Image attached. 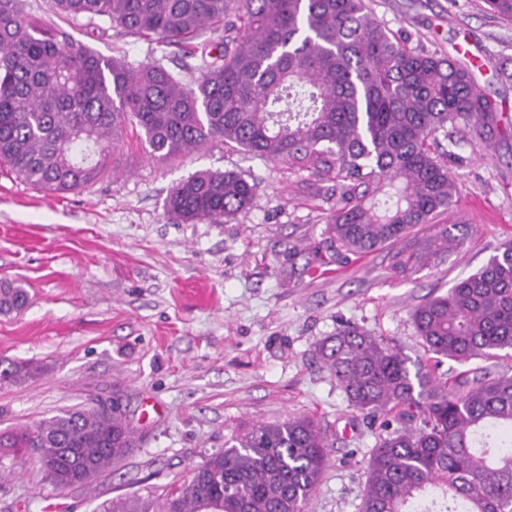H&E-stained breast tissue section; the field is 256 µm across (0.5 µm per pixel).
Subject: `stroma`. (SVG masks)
Returning <instances> with one entry per match:
<instances>
[{
  "label": "stroma",
  "mask_w": 512,
  "mask_h": 512,
  "mask_svg": "<svg viewBox=\"0 0 512 512\" xmlns=\"http://www.w3.org/2000/svg\"><path fill=\"white\" fill-rule=\"evenodd\" d=\"M378 19L409 44L468 65L494 99L502 133L456 148L457 195L437 222L462 224L463 244L409 278L390 270L391 248L357 255L327 231L330 201L308 172L209 142L174 162L148 160L134 136L116 171L54 194L0 168V283L28 293L0 313V361L36 372L0 384V433L86 404L119 402L135 448L87 485L56 491L28 450L0 476V512H100L102 503L189 478L204 457L258 423L310 415L332 446L312 512H359L378 424L350 407L316 350L358 324L435 376L478 361L435 360L412 308L442 296L512 241V23L484 0H375ZM73 42L132 64L176 68V47L81 17L61 22ZM203 169L238 170L258 184L250 209L223 224L167 216L171 189Z\"/></svg>",
  "instance_id": "1"
}]
</instances>
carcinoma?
Listing matches in <instances>:
<instances>
[{"label": "carcinoma", "mask_w": 512, "mask_h": 512, "mask_svg": "<svg viewBox=\"0 0 512 512\" xmlns=\"http://www.w3.org/2000/svg\"><path fill=\"white\" fill-rule=\"evenodd\" d=\"M512 21V0H485ZM64 18H99L181 47L196 60L190 84L161 62L137 67L66 40L0 0V165L52 193L110 174L127 131L161 163L220 138L262 160L310 173L336 199L328 229L339 248L399 246L398 278L463 243L459 224L411 240L451 210L453 148L488 141L497 104L469 68L409 46L370 0H47ZM448 142L440 159L436 148ZM256 182L204 169L166 197L167 216L220 224L248 210ZM25 289L0 286V312L26 307ZM436 358L468 362L512 351V242L445 296L411 312ZM349 406L384 418L366 465L360 512H512V374L436 378L383 339L344 324L318 349ZM10 362L0 383L32 375ZM134 437L119 404L74 408L0 435V460L33 448L57 490L88 484L127 456ZM326 433L311 416L255 424L171 490L118 497L103 512H310L328 466Z\"/></svg>", "instance_id": "obj_1"}]
</instances>
